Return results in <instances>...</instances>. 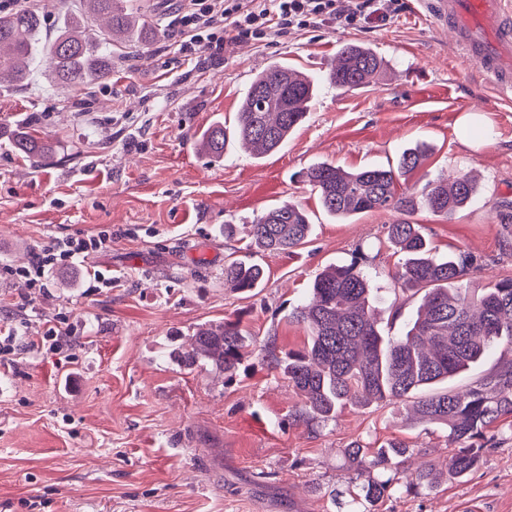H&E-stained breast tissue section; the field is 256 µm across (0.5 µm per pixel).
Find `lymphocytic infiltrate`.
I'll list each match as a JSON object with an SVG mask.
<instances>
[{"label":"lymphocytic infiltrate","mask_w":512,"mask_h":512,"mask_svg":"<svg viewBox=\"0 0 512 512\" xmlns=\"http://www.w3.org/2000/svg\"><path fill=\"white\" fill-rule=\"evenodd\" d=\"M339 0H188L176 16L180 51L187 59L218 53L227 33L256 39L283 34L310 24L355 25L376 16L387 17L395 0H357L354 10L341 12ZM104 238H55L37 252L27 267L0 268V277L22 281L25 288L45 287L48 270L74 264L81 254L104 245Z\"/></svg>","instance_id":"f902f5d3"}]
</instances>
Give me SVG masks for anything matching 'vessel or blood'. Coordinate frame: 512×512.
<instances>
[{
  "label": "vessel or blood",
  "mask_w": 512,
  "mask_h": 512,
  "mask_svg": "<svg viewBox=\"0 0 512 512\" xmlns=\"http://www.w3.org/2000/svg\"><path fill=\"white\" fill-rule=\"evenodd\" d=\"M436 27L502 96L512 95V0H426Z\"/></svg>",
  "instance_id": "1"
}]
</instances>
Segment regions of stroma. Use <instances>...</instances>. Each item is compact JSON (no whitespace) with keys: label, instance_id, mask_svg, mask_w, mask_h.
I'll list each match as a JSON object with an SVG mask.
<instances>
[{"label":"stroma","instance_id":"obj_1","mask_svg":"<svg viewBox=\"0 0 512 512\" xmlns=\"http://www.w3.org/2000/svg\"><path fill=\"white\" fill-rule=\"evenodd\" d=\"M134 2L163 32L147 45L113 46L107 80L64 89L37 72L0 88V267L26 265L56 237L110 239L80 266L53 269L28 308L18 306L19 289L0 284V320L20 338L0 364V512H346L356 465L343 450L355 440L369 448L404 441V472L445 470L455 447L447 430L410 423L404 407L349 406L325 424L297 422L300 396L255 357L229 381L209 367L178 368L166 351L172 335L235 317L247 335L301 346L305 332L288 310L317 273L358 249L373 258L378 312L390 319L399 257L385 226L396 215L327 216L301 179L318 162L386 168L404 148L426 144L425 165L396 183L414 199L409 221L439 254L461 249L480 259L468 288L512 276V223L500 217L512 206V100L456 54L423 0H396L389 18L355 26L242 36L198 62L178 50L182 0ZM344 43L382 57L385 69L369 87L321 82ZM276 60L320 80L286 146L254 158L232 140L223 158L199 153L198 133L232 124L252 77ZM472 111L485 135L471 148L459 118ZM29 121L55 149L38 164L5 136ZM458 171L478 178L479 203L434 216L426 182ZM285 201L310 211L308 242L254 252L248 225ZM249 258L265 269L261 288H226L225 261ZM95 271L111 287H87ZM50 326L69 341L57 354L37 344ZM463 497L482 500L485 512H512V429L500 430L467 479L443 477L377 512H456Z\"/></svg>","mask_w":512,"mask_h":512}]
</instances>
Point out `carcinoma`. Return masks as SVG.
I'll return each mask as SVG.
<instances>
[{"label":"carcinoma","mask_w":512,"mask_h":512,"mask_svg":"<svg viewBox=\"0 0 512 512\" xmlns=\"http://www.w3.org/2000/svg\"><path fill=\"white\" fill-rule=\"evenodd\" d=\"M42 13L21 9L0 14V83L22 85L41 67L59 85L75 87L102 81L112 68L114 41L146 43L156 36L154 21L127 4V0H83L82 11L63 15L58 34L41 37ZM384 63L371 48L346 44L336 53L326 81L340 89L357 90L380 73ZM315 92V80L276 62L257 74L235 112L233 136L256 155L278 151L306 118ZM228 143L224 123L216 122L196 137V146L220 159ZM14 151L36 163L50 158L53 146L28 129L15 130ZM427 158L421 147L406 149L397 168L346 171L328 162L305 173L322 210L338 219L373 212L412 210V199L399 196L400 174L420 167ZM425 205L438 217L475 204L479 190L471 175L457 172L429 180L423 190ZM313 223L300 205L288 201L273 206L249 225V235L260 248L286 252L306 242ZM387 240L401 262L392 276L394 290L412 298L421 296L416 318L406 332L391 336L380 326L375 303L378 288L369 272L372 258L361 251L348 264L318 273L309 295L293 306L287 319L304 326L307 340L297 349H278L277 338L258 342L246 336L237 320L197 328L169 352L183 369L209 366L231 379L244 359L255 353L261 366L279 373L302 397L294 417L326 423L351 404L403 403L412 397V413L420 424H437L459 443L448 459V477L461 480L476 471L497 446L496 423L512 416V364L485 374L463 391L439 384L491 355L502 345L512 348V277H505L480 293L464 280L478 267V259L459 250L436 253L421 225L403 219L387 225ZM261 264L233 260L224 263V286L249 293L261 286ZM410 448L389 440L373 452L356 441L344 453L357 463V492L352 504L360 512L396 494H416L436 482L429 467H420L401 479L400 465Z\"/></svg>","instance_id":"obj_1"}]
</instances>
